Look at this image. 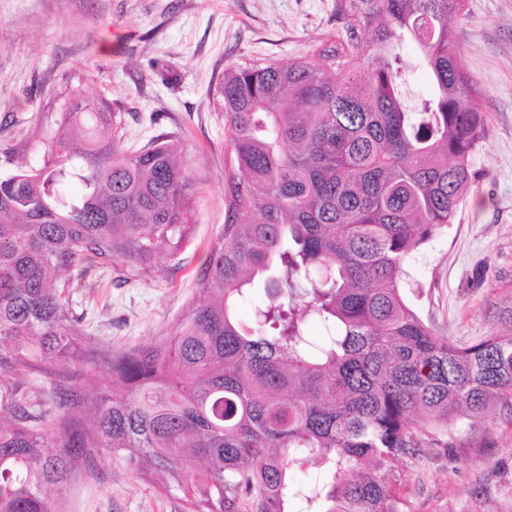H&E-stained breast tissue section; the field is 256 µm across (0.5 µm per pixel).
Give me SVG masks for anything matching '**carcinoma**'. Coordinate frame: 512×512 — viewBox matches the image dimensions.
<instances>
[{
  "mask_svg": "<svg viewBox=\"0 0 512 512\" xmlns=\"http://www.w3.org/2000/svg\"><path fill=\"white\" fill-rule=\"evenodd\" d=\"M462 5L336 0V40L224 70V233L197 299L148 346L82 353L61 273L121 261L144 274L181 242V144L127 153L121 114L77 97L43 165L0 175V512H63L99 450L164 475L188 512H242L248 496L252 512H403L400 458L487 445L453 425L512 411V335L458 347L402 288L411 254L454 218L483 138L450 24ZM418 68L432 88L412 107ZM99 362L110 393L90 392L82 364ZM31 374L53 405L42 429L45 403L16 398Z\"/></svg>",
  "mask_w": 512,
  "mask_h": 512,
  "instance_id": "carcinoma-1",
  "label": "carcinoma"
}]
</instances>
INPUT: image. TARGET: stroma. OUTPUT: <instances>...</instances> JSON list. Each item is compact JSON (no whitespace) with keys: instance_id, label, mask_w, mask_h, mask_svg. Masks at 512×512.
Listing matches in <instances>:
<instances>
[{"instance_id":"stroma-1","label":"stroma","mask_w":512,"mask_h":512,"mask_svg":"<svg viewBox=\"0 0 512 512\" xmlns=\"http://www.w3.org/2000/svg\"><path fill=\"white\" fill-rule=\"evenodd\" d=\"M335 0H0V174L40 167L59 112L76 93L121 112L122 145L173 132L192 177L186 240L157 273L117 262L68 289L94 350L168 335L197 297L196 275L224 232L225 68L292 62L333 40ZM458 59L483 94L485 136L475 177L447 228L415 252L404 295L457 346L512 333V0H464L453 17ZM456 435L487 448L431 445L401 458L405 512H512V412ZM64 512H185L179 488L103 451L67 484Z\"/></svg>"}]
</instances>
